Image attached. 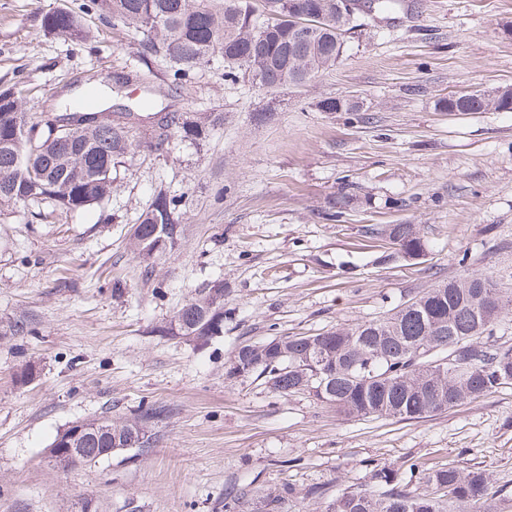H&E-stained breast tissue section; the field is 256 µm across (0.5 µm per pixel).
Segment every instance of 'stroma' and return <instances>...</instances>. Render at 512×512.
<instances>
[{"label": "stroma", "mask_w": 512, "mask_h": 512, "mask_svg": "<svg viewBox=\"0 0 512 512\" xmlns=\"http://www.w3.org/2000/svg\"><path fill=\"white\" fill-rule=\"evenodd\" d=\"M366 20L333 69L268 90L210 60L178 77L139 35L90 0H0V89L31 125L73 87L108 104L152 100L224 123L191 140L173 130L113 171L101 203L0 207V318L29 311L37 332L0 339V512H72L88 498L111 512H224L245 495L257 512L288 483L278 512H322L370 467L480 469L512 512V385L416 420L345 418L306 392L278 395L264 377H229L237 348L381 318L467 272L512 291V112H443L459 91L512 87V0H405ZM84 17L90 38L42 31V14ZM358 112H323L326 97ZM357 199L328 219L332 199ZM178 202L175 249L145 261L130 230L157 193ZM416 225L421 259L393 257L379 231ZM224 286V333L208 345L158 328L198 291ZM37 379L19 385L25 365ZM173 407L151 447L58 470L44 454L72 422L141 404Z\"/></svg>", "instance_id": "stroma-1"}]
</instances>
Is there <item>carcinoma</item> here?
<instances>
[{
	"label": "carcinoma",
	"mask_w": 512,
	"mask_h": 512,
	"mask_svg": "<svg viewBox=\"0 0 512 512\" xmlns=\"http://www.w3.org/2000/svg\"><path fill=\"white\" fill-rule=\"evenodd\" d=\"M403 0H363L352 18H343L336 0H93L100 15L121 22L143 36L145 51L169 60L178 74H186L216 51L224 57V77L247 74L260 86L279 90L303 85L336 66L343 56L346 36L373 13L393 14ZM43 32L86 39L90 30L67 11H52L41 19ZM442 110L512 112V87L473 93L466 98L442 99ZM323 112H357L359 105L347 99L327 97L319 101ZM143 104L124 105L112 112V120L97 122L94 112L54 114L57 122L74 124L64 135L49 123L35 134L23 135L13 123L21 111L13 102L0 103V206L48 200L68 210L101 202L112 193V169L119 159L138 147L133 138ZM154 147L164 145L170 130L178 127L184 137L199 139L222 124L224 117L210 113L196 121H180L175 112L153 113ZM175 201L156 195L139 220V235L132 239L143 260L172 250L182 233L175 218ZM385 236L406 253L425 252L419 232L411 224H395ZM496 301L494 317L483 321L484 298ZM512 312V297L505 296L492 277L482 273L451 278L428 289L390 316L354 328H338L311 336H283L280 344H259L247 354L235 353L228 373L243 369L267 379L281 394L314 391V396L346 417H393L410 420L439 414L467 401L512 384V348L496 345L494 323ZM37 318L32 313L0 319V336L33 335ZM159 332L165 336H209L224 333V288L215 283L180 307ZM415 342L436 348L432 359L453 347H478L483 358L460 360L457 369L443 373L407 364ZM318 349L326 359L325 383L312 370L301 372L293 364L306 362ZM169 405H141L131 418L101 415L86 423L106 427L110 434L89 433L71 456L59 449L56 467L71 470L90 466L106 457L115 440H132L144 448L152 439L153 425L169 417ZM374 489L346 488L336 494L345 501L343 512H453L488 496L484 472L463 473L446 464L424 475L433 493H413L399 471L377 468L371 475ZM289 485L263 497V512H277L280 500L291 496Z\"/></svg>",
	"instance_id": "1"
}]
</instances>
